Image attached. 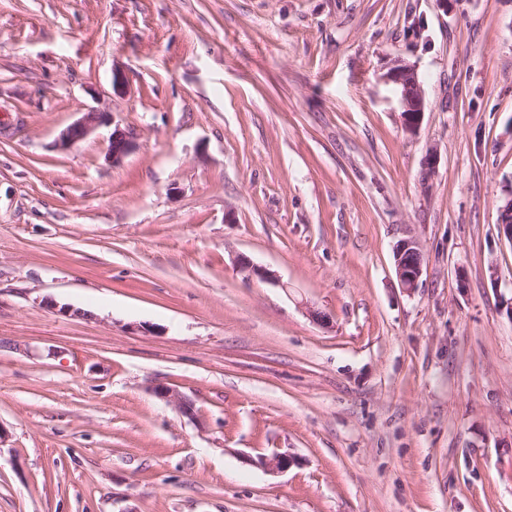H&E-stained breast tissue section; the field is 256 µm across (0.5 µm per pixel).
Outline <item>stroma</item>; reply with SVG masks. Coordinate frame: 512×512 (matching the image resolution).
Here are the masks:
<instances>
[{
	"label": "stroma",
	"instance_id": "1",
	"mask_svg": "<svg viewBox=\"0 0 512 512\" xmlns=\"http://www.w3.org/2000/svg\"><path fill=\"white\" fill-rule=\"evenodd\" d=\"M0 121V512H512V0H0ZM385 81L400 88L401 117L405 129L415 133L424 117V101L421 84L412 65L398 61L384 77ZM110 112L99 107H90L74 123L63 129L56 146L60 150H67L95 134L101 127H108L112 122V133L108 139L106 158L112 166L121 165L127 155L134 148V135L131 130L115 124ZM394 265L397 279L406 292L418 288L423 274L422 254L414 238L402 239L394 253ZM151 392L159 399L172 404L180 414L196 419L197 414L192 400L166 385L162 382H153L150 384ZM254 463L263 467L271 473H282L287 471L292 465L297 464V459L288 453L273 452L270 456L261 455L254 460Z\"/></svg>",
	"mask_w": 512,
	"mask_h": 512
}]
</instances>
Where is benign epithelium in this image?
I'll list each match as a JSON object with an SVG mask.
<instances>
[{"label":"benign epithelium","instance_id":"7a95c632","mask_svg":"<svg viewBox=\"0 0 512 512\" xmlns=\"http://www.w3.org/2000/svg\"><path fill=\"white\" fill-rule=\"evenodd\" d=\"M385 81L402 88L400 93L401 117L405 129L415 133L422 124L424 117V101L421 84L413 66L398 61L385 75ZM130 88L129 76L125 69H112V92L125 95ZM112 127L108 139L106 158L114 166L123 163L134 148V135L131 130L111 123L110 112L99 107H90L74 123L63 129L56 146L67 150L79 142L95 134L102 127ZM439 163L437 151L431 149L425 155L422 169V181L427 183L435 175ZM499 232L512 242V199L509 198L499 208ZM394 265L397 279L406 292L410 293L418 287L423 274L422 254L418 242L413 238H405L397 244L394 253ZM151 392L159 399L173 405L180 414L191 419L197 418L192 400L162 382L150 384ZM255 464L271 473H282L297 464L296 457L281 452L261 455Z\"/></svg>","mask_w":512,"mask_h":512}]
</instances>
